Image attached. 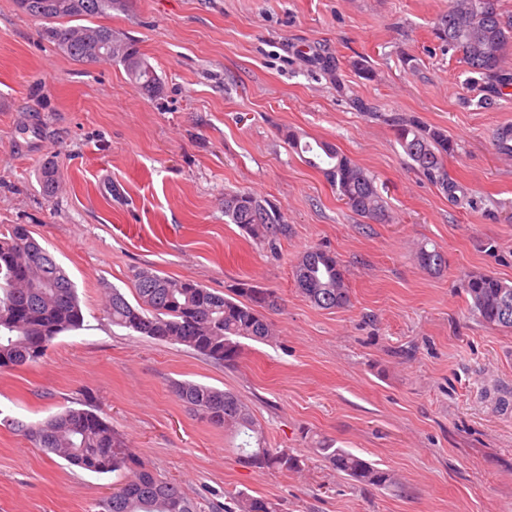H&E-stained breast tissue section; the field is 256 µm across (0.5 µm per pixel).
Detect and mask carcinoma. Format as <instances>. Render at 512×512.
I'll return each instance as SVG.
<instances>
[{"label": "carcinoma", "mask_w": 512, "mask_h": 512, "mask_svg": "<svg viewBox=\"0 0 512 512\" xmlns=\"http://www.w3.org/2000/svg\"><path fill=\"white\" fill-rule=\"evenodd\" d=\"M114 0H78V5L40 17L51 23L50 38L72 60L97 59L93 33L101 25L54 26L63 19L84 20L112 9ZM441 46L460 56L468 72L489 82L503 83L501 64L512 50V17H505L497 0H448V11L433 29ZM125 52L115 58L131 82L145 92L156 91L159 79L136 45L127 40ZM394 138L412 166L451 198L460 186L449 176L448 156L455 145L442 128L417 117L393 115L388 119ZM290 147L318 169L356 215L374 223L389 219L386 202L375 179L332 143L302 141L286 133ZM58 170L47 164L41 172L43 192L50 195L58 183ZM224 216L259 245L272 246L290 235L281 212L268 199L248 192L224 194ZM424 269L439 273L446 259L438 249H419ZM294 282L300 293L322 309L343 308L350 303L345 270L338 258L320 248H310L294 265ZM136 302L116 287H108L105 312L112 325L158 342L183 345L226 365L241 355L239 339L268 342L275 336L265 312L279 306V296L247 280L231 286V296L213 292L188 279L141 268L133 274ZM470 308L484 324L512 330V284L490 274H474L462 283ZM84 316L77 288L53 256L31 235L25 224L0 230V369H11L42 358L61 333L83 326ZM180 401L212 424L245 440L240 444L242 462L258 470L298 473L305 459L286 448L268 446L265 434L247 405L234 392L183 381L174 384ZM17 431L30 437L46 454L82 470L105 474L122 471L125 480L99 501L98 512H201L198 503L182 488L159 474L126 446L123 437L100 416L94 405L70 408L34 425L19 424ZM329 466L351 480L379 489L396 485L391 474L363 458L330 443L318 449ZM224 512H277L269 500L240 492Z\"/></svg>", "instance_id": "obj_1"}]
</instances>
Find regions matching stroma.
Instances as JSON below:
<instances>
[{
    "mask_svg": "<svg viewBox=\"0 0 512 512\" xmlns=\"http://www.w3.org/2000/svg\"><path fill=\"white\" fill-rule=\"evenodd\" d=\"M448 0H119L96 24L134 40L161 89L115 61L75 62L45 22L0 0V227L27 225L75 283L84 326L38 362L0 371V512H94L119 482L54 461L12 427L96 405L128 447L204 512L240 492L280 512H512V330L473 316L462 282H512V85L489 91L433 27ZM334 58L338 80L317 61ZM371 71L362 77L357 63ZM375 103L378 114L350 100ZM416 117L456 144L461 201L412 170L385 118ZM336 144L373 174L387 224L354 214L285 140ZM59 171L44 195L45 164ZM273 202L292 231L269 249L224 215V195ZM334 253L350 303L297 289L303 251ZM438 248L440 273L420 267ZM150 268L218 293L240 280L281 299L273 340L236 364L115 327L106 289L134 298ZM178 381L230 390L299 473L245 466L222 427L188 410ZM361 455L397 485L330 469L319 441Z\"/></svg>",
    "mask_w": 512,
    "mask_h": 512,
    "instance_id": "1",
    "label": "stroma"
}]
</instances>
